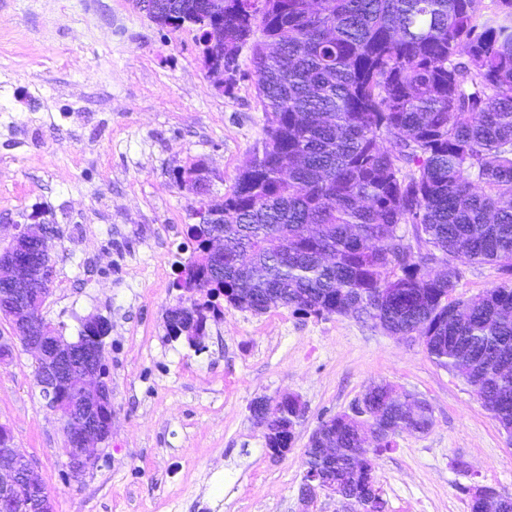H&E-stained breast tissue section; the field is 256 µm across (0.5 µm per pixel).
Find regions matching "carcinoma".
Masks as SVG:
<instances>
[{
    "instance_id": "1",
    "label": "carcinoma",
    "mask_w": 512,
    "mask_h": 512,
    "mask_svg": "<svg viewBox=\"0 0 512 512\" xmlns=\"http://www.w3.org/2000/svg\"><path fill=\"white\" fill-rule=\"evenodd\" d=\"M158 25L200 11L202 61L251 75L267 117L262 153L231 193L201 203L176 287L199 335L224 313L285 306L304 316L363 314L473 387L512 436V0H149ZM263 40L251 42L256 32ZM412 227L417 250L397 234ZM241 259L207 264L210 238ZM436 259L448 272L433 275ZM497 266L500 283L451 299L457 262ZM184 311V312H186ZM184 312L169 311L176 336ZM361 416L321 422L303 484L385 512L374 461L402 432L432 426L426 400L368 391ZM277 427L295 440L294 395ZM321 448L334 454L323 457Z\"/></svg>"
}]
</instances>
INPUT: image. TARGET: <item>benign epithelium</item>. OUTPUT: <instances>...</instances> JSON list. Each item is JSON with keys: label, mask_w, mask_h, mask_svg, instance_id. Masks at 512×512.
<instances>
[{"label": "benign epithelium", "mask_w": 512, "mask_h": 512, "mask_svg": "<svg viewBox=\"0 0 512 512\" xmlns=\"http://www.w3.org/2000/svg\"><path fill=\"white\" fill-rule=\"evenodd\" d=\"M215 266L224 267V237L210 243ZM54 278V263L40 227L15 225V233L0 248V320L10 327V336H0V364L13 356L18 340L35 356V380L49 409L67 433L64 454L69 474L79 478L94 469L112 436L114 414L111 389L104 375L105 337L81 336L75 342L51 332L38 316ZM78 384L83 398L69 397ZM270 398H258L251 414L262 434L275 435ZM25 494H19V491ZM0 512H55L41 476L31 460L14 446L13 434L0 424Z\"/></svg>", "instance_id": "obj_1"}]
</instances>
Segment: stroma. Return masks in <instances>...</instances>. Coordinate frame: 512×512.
Listing matches in <instances>:
<instances>
[{"instance_id":"obj_1","label":"stroma","mask_w":512,"mask_h":512,"mask_svg":"<svg viewBox=\"0 0 512 512\" xmlns=\"http://www.w3.org/2000/svg\"><path fill=\"white\" fill-rule=\"evenodd\" d=\"M200 32L163 29L134 0H0V238L32 216L52 225L46 323L76 340L100 315L115 423L93 471L63 476L66 433L22 346L0 366V422L56 512H358L320 495L302 508L304 451L321 421L390 384L425 399L433 425L403 432L375 477L385 512H470L474 486L512 494V437L419 338L367 317L254 313L225 305L202 349L166 336L172 282L191 252L199 198L172 172L202 164L212 196L261 152L266 115L239 56L225 90ZM297 396L304 415L279 458L249 407Z\"/></svg>"}]
</instances>
